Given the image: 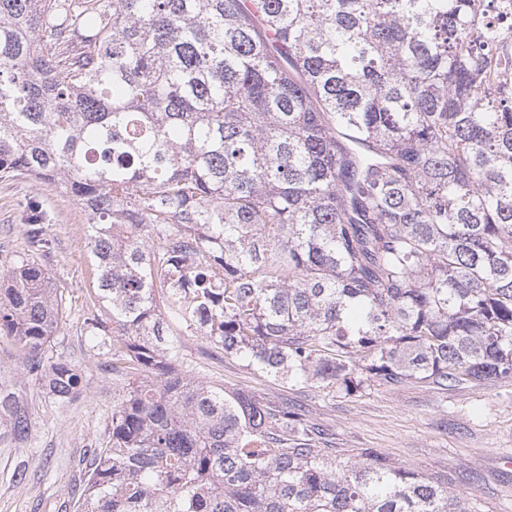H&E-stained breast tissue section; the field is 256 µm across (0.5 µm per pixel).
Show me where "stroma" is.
Segmentation results:
<instances>
[{"label": "stroma", "instance_id": "stroma-1", "mask_svg": "<svg viewBox=\"0 0 512 512\" xmlns=\"http://www.w3.org/2000/svg\"><path fill=\"white\" fill-rule=\"evenodd\" d=\"M30 199L44 203L51 241L38 261L67 305L66 322L41 354L77 365L82 384L75 398L51 397L24 371L13 343L0 337V381L25 399L35 421L26 442L0 436V512H65L84 482L85 448L110 440L112 403L124 382L113 377L107 348L94 345L86 330V320L101 309L94 304L96 271L79 202L45 181L0 182V263L28 251L23 205ZM179 341L184 371L229 389L287 398L322 429L337 459L374 448L396 466L447 479L475 512H512V378L445 390L419 380L373 382L347 397L317 384H280L204 336L185 332ZM21 461L28 478L18 484L12 475Z\"/></svg>", "mask_w": 512, "mask_h": 512}]
</instances>
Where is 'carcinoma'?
Masks as SVG:
<instances>
[{"mask_svg": "<svg viewBox=\"0 0 512 512\" xmlns=\"http://www.w3.org/2000/svg\"><path fill=\"white\" fill-rule=\"evenodd\" d=\"M486 7L0 0V180L88 212L87 329L128 379L80 512H472L374 448L336 460L286 399L186 374L174 332L346 396L512 377V72ZM0 281V335L73 397L81 370L41 356L50 277L21 258ZM0 420L32 434L1 382Z\"/></svg>", "mask_w": 512, "mask_h": 512, "instance_id": "carcinoma-1", "label": "carcinoma"}]
</instances>
